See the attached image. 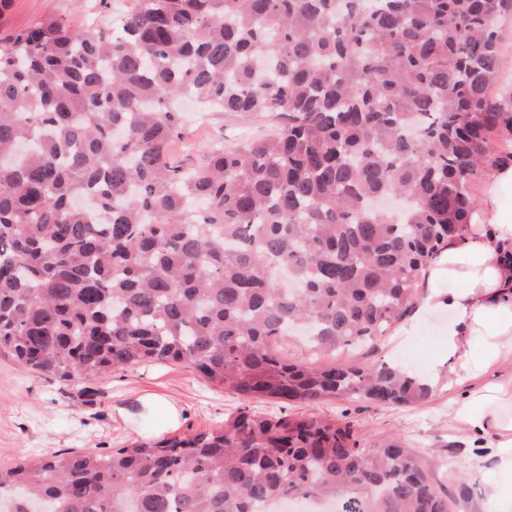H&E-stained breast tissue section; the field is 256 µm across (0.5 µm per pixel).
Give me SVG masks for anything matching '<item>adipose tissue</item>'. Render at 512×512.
Returning a JSON list of instances; mask_svg holds the SVG:
<instances>
[{"label":"adipose tissue","mask_w":512,"mask_h":512,"mask_svg":"<svg viewBox=\"0 0 512 512\" xmlns=\"http://www.w3.org/2000/svg\"><path fill=\"white\" fill-rule=\"evenodd\" d=\"M506 187H512V164L491 171L470 232L449 241L430 263L413 315L418 321L447 312L432 363L479 383L455 419L471 434L494 436L489 453L498 479L490 497L497 512H512V372L504 369L512 361V211L501 203Z\"/></svg>","instance_id":"ef3b65f1"}]
</instances>
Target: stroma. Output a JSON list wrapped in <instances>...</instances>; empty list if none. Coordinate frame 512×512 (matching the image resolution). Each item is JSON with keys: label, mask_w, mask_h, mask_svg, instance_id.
<instances>
[{"label": "stroma", "mask_w": 512, "mask_h": 512, "mask_svg": "<svg viewBox=\"0 0 512 512\" xmlns=\"http://www.w3.org/2000/svg\"><path fill=\"white\" fill-rule=\"evenodd\" d=\"M129 0H112L104 12L99 0H12L8 23L20 28L49 17L76 28L107 27L112 14ZM276 120L267 114L186 110L181 134L169 149L186 163H197L211 145H231L250 135L270 134ZM448 324L447 313L413 322L404 316L377 349L342 353V363L379 362L393 357L405 330L415 329L420 341L413 363L427 371L437 331ZM440 380L431 398L409 406L384 405L364 399L292 403L280 407L272 400L251 402L253 411L318 415L350 425L364 447L376 449L391 437L406 439L416 448L420 463L442 489L453 496L454 512H493L489 485L493 462L483 447L490 435L473 436L455 427L448 415L471 391L470 382L440 367ZM83 381L67 384L22 370L0 356V464L32 463L52 453L107 450L163 435L184 437L222 425L241 406L222 388L203 381L192 370L172 364L143 365L113 373L95 382L96 397L86 403Z\"/></svg>", "instance_id": "stroma-1"}]
</instances>
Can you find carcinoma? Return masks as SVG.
Returning <instances> with one entry per match:
<instances>
[{
  "instance_id": "1",
  "label": "carcinoma",
  "mask_w": 512,
  "mask_h": 512,
  "mask_svg": "<svg viewBox=\"0 0 512 512\" xmlns=\"http://www.w3.org/2000/svg\"><path fill=\"white\" fill-rule=\"evenodd\" d=\"M512 0H131L108 30L0 24V354L60 382L177 363L245 403L188 437L0 465L9 512H451L414 449L252 400L410 405L371 346L512 160ZM275 112L271 135L168 150L176 98Z\"/></svg>"
}]
</instances>
